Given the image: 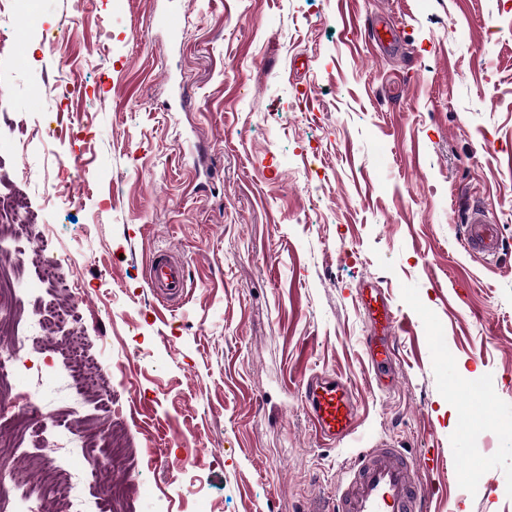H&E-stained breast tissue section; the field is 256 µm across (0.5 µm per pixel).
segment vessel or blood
Here are the masks:
<instances>
[{
	"instance_id": "1",
	"label": "vessel or blood",
	"mask_w": 512,
	"mask_h": 512,
	"mask_svg": "<svg viewBox=\"0 0 512 512\" xmlns=\"http://www.w3.org/2000/svg\"><path fill=\"white\" fill-rule=\"evenodd\" d=\"M464 249L482 258L498 256L503 247L499 226L481 205L468 208L464 217ZM145 282L164 309L179 305L187 289L185 268L166 250H155L146 263ZM361 304L374 325L365 348L377 384H385L398 360V340L402 321L385 289L364 288ZM304 410L322 441L338 444L355 426L357 402L346 381L339 375L314 373L301 388ZM438 454L425 450L407 455L389 443L365 448L349 462L348 477L336 489L325 512H431L436 489L420 476L422 464H437Z\"/></svg>"
}]
</instances>
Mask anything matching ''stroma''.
<instances>
[{
	"label": "stroma",
	"instance_id": "1",
	"mask_svg": "<svg viewBox=\"0 0 512 512\" xmlns=\"http://www.w3.org/2000/svg\"><path fill=\"white\" fill-rule=\"evenodd\" d=\"M35 2V29L0 19V168L65 260L16 315L74 303L63 333L111 394L60 376L64 343H30L47 366L0 398V432L17 435L33 503L67 507L23 466L43 453L15 428L32 408L85 499L128 474L106 512H316L381 441L438 450L436 512H512V0ZM170 11L176 36L158 21ZM381 21L393 50L370 38ZM60 76L83 92H37ZM477 201L499 258L461 245ZM159 248L188 275L171 311L144 280ZM367 282L405 323L383 388L363 346ZM315 372L342 375L358 404L335 447L302 406ZM477 375L490 400L451 397ZM79 446L97 469L71 464Z\"/></svg>",
	"mask_w": 512,
	"mask_h": 512
}]
</instances>
